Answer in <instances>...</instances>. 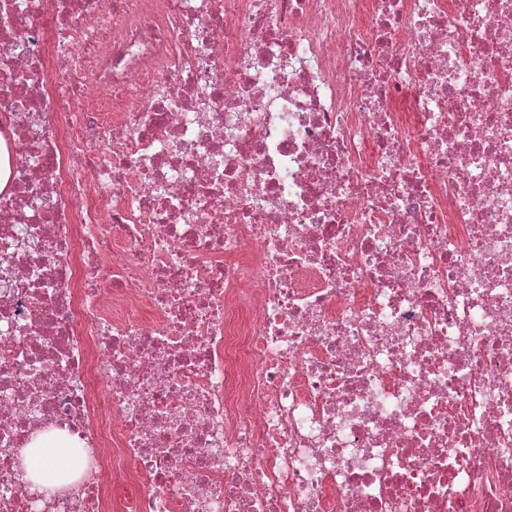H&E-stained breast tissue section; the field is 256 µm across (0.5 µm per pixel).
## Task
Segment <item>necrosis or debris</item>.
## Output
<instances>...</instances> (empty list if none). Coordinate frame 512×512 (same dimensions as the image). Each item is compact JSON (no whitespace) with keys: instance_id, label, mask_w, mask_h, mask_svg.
Here are the masks:
<instances>
[{"instance_id":"necrosis-or-debris-1","label":"necrosis or debris","mask_w":512,"mask_h":512,"mask_svg":"<svg viewBox=\"0 0 512 512\" xmlns=\"http://www.w3.org/2000/svg\"><path fill=\"white\" fill-rule=\"evenodd\" d=\"M0 149V512H512V0H0ZM50 439L36 442L26 457V469L30 480L41 487H58L69 480L73 463H67L66 452L54 447Z\"/></svg>"}]
</instances>
